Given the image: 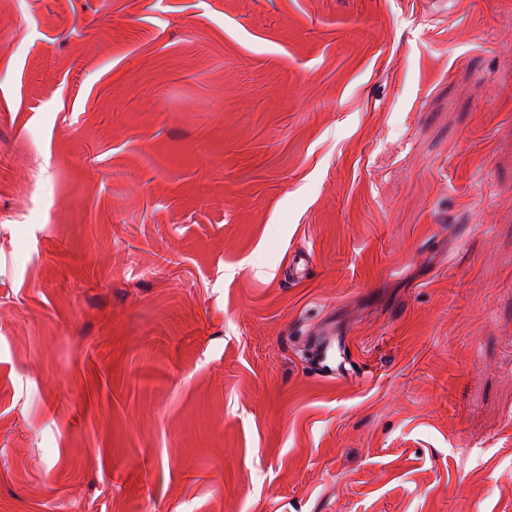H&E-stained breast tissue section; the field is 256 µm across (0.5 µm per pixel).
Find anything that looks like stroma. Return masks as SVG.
Masks as SVG:
<instances>
[{"instance_id": "1", "label": "stroma", "mask_w": 512, "mask_h": 512, "mask_svg": "<svg viewBox=\"0 0 512 512\" xmlns=\"http://www.w3.org/2000/svg\"><path fill=\"white\" fill-rule=\"evenodd\" d=\"M0 512H512V0L1 8ZM317 356L318 365L317 371L321 372L320 375L324 377H345L350 375V369L346 367V361L336 362V366L330 365L336 360V336L331 332H317Z\"/></svg>"}]
</instances>
